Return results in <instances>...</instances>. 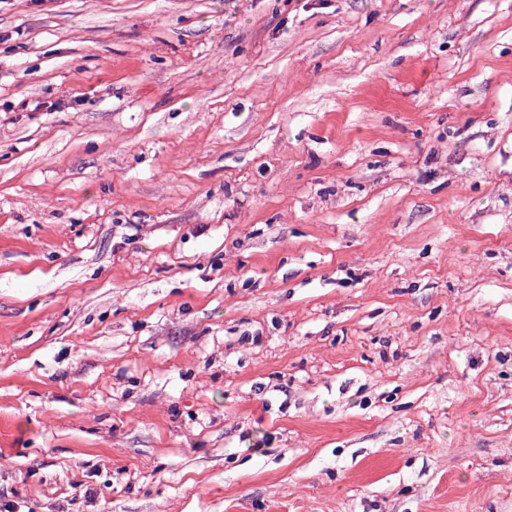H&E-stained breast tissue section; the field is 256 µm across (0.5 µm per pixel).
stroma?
<instances>
[{"instance_id": "35a3bbf8", "label": "stroma", "mask_w": 512, "mask_h": 512, "mask_svg": "<svg viewBox=\"0 0 512 512\" xmlns=\"http://www.w3.org/2000/svg\"><path fill=\"white\" fill-rule=\"evenodd\" d=\"M0 512H512V0H0Z\"/></svg>"}]
</instances>
